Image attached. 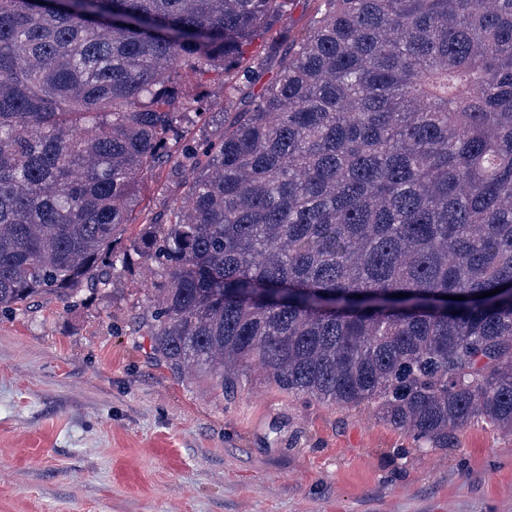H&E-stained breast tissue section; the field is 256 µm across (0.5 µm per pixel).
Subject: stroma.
Segmentation results:
<instances>
[{
    "label": "stroma",
    "instance_id": "obj_1",
    "mask_svg": "<svg viewBox=\"0 0 512 512\" xmlns=\"http://www.w3.org/2000/svg\"><path fill=\"white\" fill-rule=\"evenodd\" d=\"M295 0L257 40L265 78L282 30L310 31ZM224 74L186 80L188 136L217 137ZM174 159L140 185L138 224L183 195ZM150 283L131 265L108 291L0 316V512H512V434L478 420L454 448H418L368 405L285 392L257 372L224 392L180 377L133 331Z\"/></svg>",
    "mask_w": 512,
    "mask_h": 512
}]
</instances>
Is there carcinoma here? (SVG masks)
Instances as JSON below:
<instances>
[{
  "label": "carcinoma",
  "instance_id": "carcinoma-1",
  "mask_svg": "<svg viewBox=\"0 0 512 512\" xmlns=\"http://www.w3.org/2000/svg\"><path fill=\"white\" fill-rule=\"evenodd\" d=\"M292 2L0 0V314L137 261L177 375L257 366L420 448L512 433V0H316L263 84ZM217 69L260 89L185 141L174 91ZM175 145L183 198L121 245ZM316 9L317 2L314 0H296L291 5L288 16L283 23L278 24L267 32L263 38L257 40L253 51L261 56L263 61L264 75L262 80L272 78L280 68V58L275 47L281 40V32L289 29L296 38L305 36L312 28Z\"/></svg>",
  "mask_w": 512,
  "mask_h": 512
}]
</instances>
